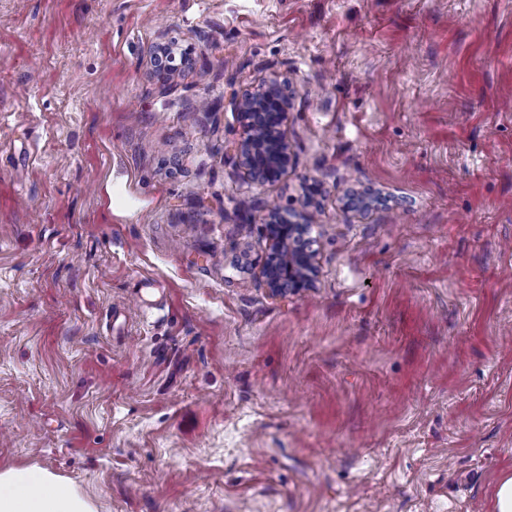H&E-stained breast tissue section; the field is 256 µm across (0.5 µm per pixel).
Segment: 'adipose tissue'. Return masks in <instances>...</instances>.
Wrapping results in <instances>:
<instances>
[{
	"mask_svg": "<svg viewBox=\"0 0 512 512\" xmlns=\"http://www.w3.org/2000/svg\"><path fill=\"white\" fill-rule=\"evenodd\" d=\"M0 512H96L71 480L37 467L0 470Z\"/></svg>",
	"mask_w": 512,
	"mask_h": 512,
	"instance_id": "obj_1",
	"label": "adipose tissue"
}]
</instances>
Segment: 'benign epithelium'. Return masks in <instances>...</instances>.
<instances>
[{"label":"benign epithelium","instance_id":"7a95c632","mask_svg":"<svg viewBox=\"0 0 512 512\" xmlns=\"http://www.w3.org/2000/svg\"><path fill=\"white\" fill-rule=\"evenodd\" d=\"M177 56L183 66L192 62L187 55H177L173 43L159 42L151 51L153 67L162 74L177 69ZM288 100V89L278 81L259 92L235 98L245 135L231 152L237 164L258 184L281 179L292 165L288 143L281 134ZM311 222L312 216L305 209L288 219L277 208L269 210L265 227L271 251L263 274L271 296L283 297L312 287L317 265L309 237Z\"/></svg>","mask_w":512,"mask_h":512}]
</instances>
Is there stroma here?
I'll use <instances>...</instances> for the list:
<instances>
[{"label":"stroma","mask_w":512,"mask_h":512,"mask_svg":"<svg viewBox=\"0 0 512 512\" xmlns=\"http://www.w3.org/2000/svg\"><path fill=\"white\" fill-rule=\"evenodd\" d=\"M274 79L294 164L257 185L232 99ZM312 184L316 280L272 297L266 208ZM11 466L97 512H493L512 0H0ZM177 50L178 48L174 43H157L151 51V61L155 70L162 74L176 70L177 65H174L173 62L175 61Z\"/></svg>","instance_id":"1"}]
</instances>
